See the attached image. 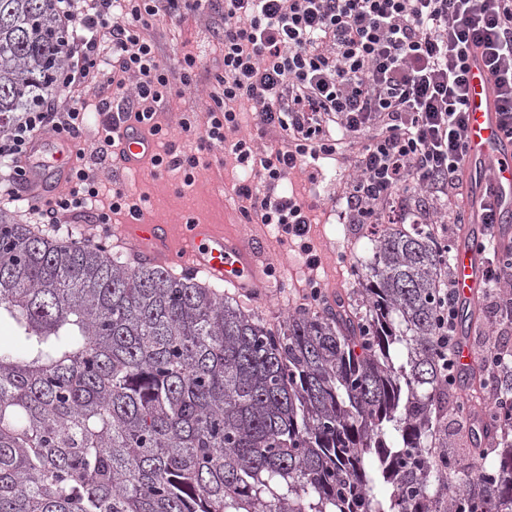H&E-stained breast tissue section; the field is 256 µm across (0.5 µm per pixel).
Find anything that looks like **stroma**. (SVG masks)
Masks as SVG:
<instances>
[{"mask_svg":"<svg viewBox=\"0 0 512 512\" xmlns=\"http://www.w3.org/2000/svg\"><path fill=\"white\" fill-rule=\"evenodd\" d=\"M223 11L224 0H212L207 12L189 11L181 20L164 21L156 28L159 52L168 61H176L186 53L197 55L201 61L196 86L162 106L158 117L161 124L169 127L173 141L182 150L192 147L178 126L182 113L205 112L213 76L224 70V42L214 24ZM97 105L96 98H88V121L77 145L84 148V162L101 182V209H108L113 191L121 188L146 196L145 221L164 219L179 224L184 219V209L188 208L200 223L218 225L228 235H246L260 241L273 271L274 285L259 291L227 288L223 294L254 312L268 327H276L292 311L332 308L337 302L356 300L360 262L370 255L377 234L370 225L351 223L346 215L345 192L354 175L352 147H343L341 154L320 160L316 170L305 167L292 175L294 190L311 207L309 236L322 259L319 269L322 298L316 302L310 296L308 270L302 258L281 245L270 227L245 223L233 192L237 171L232 163L224 162L222 152H213L209 167L201 170L189 185L179 170L157 175L113 171L109 163L99 162L95 155L99 140ZM312 172L317 175L313 184L308 181Z\"/></svg>","mask_w":512,"mask_h":512,"instance_id":"35a3bbf8","label":"stroma"}]
</instances>
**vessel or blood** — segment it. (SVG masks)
I'll use <instances>...</instances> for the list:
<instances>
[{"mask_svg": "<svg viewBox=\"0 0 512 512\" xmlns=\"http://www.w3.org/2000/svg\"><path fill=\"white\" fill-rule=\"evenodd\" d=\"M492 82L480 58L470 60L466 158L463 175L480 186L490 187L491 200L499 223L512 222V142L505 139L494 110ZM51 136L36 140V153L29 163V196H43L66 181L68 165L62 154L52 161L44 156ZM159 143L145 126L128 122L119 128L118 146L112 168L141 171L157 155ZM110 235L128 249L136 261L159 264L232 288H260L267 263L256 243L224 235L216 225L185 220L181 234L172 224L144 222L135 218L111 226ZM454 282L458 299L464 305L477 304L483 283V264L476 249L466 246L454 256Z\"/></svg>", "mask_w": 512, "mask_h": 512, "instance_id": "b4317fda", "label": "vessel or blood"}]
</instances>
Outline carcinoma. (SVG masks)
Masks as SVG:
<instances>
[{
  "label": "carcinoma",
  "mask_w": 512,
  "mask_h": 512,
  "mask_svg": "<svg viewBox=\"0 0 512 512\" xmlns=\"http://www.w3.org/2000/svg\"><path fill=\"white\" fill-rule=\"evenodd\" d=\"M54 0H0V135L58 90ZM381 231L360 301L271 329L192 277L0 212V512H512V343L437 355L443 247ZM475 311L456 306V334ZM481 413L488 448L448 440ZM481 415H448V438L456 442L457 448H471L468 437L471 434L481 436V426L479 420Z\"/></svg>",
  "instance_id": "cac0c4a2"
}]
</instances>
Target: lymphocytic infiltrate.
Returning a JSON list of instances; mask_svg holds the SVG:
<instances>
[{
	"label": "lymphocytic infiltrate",
	"instance_id": "1",
	"mask_svg": "<svg viewBox=\"0 0 512 512\" xmlns=\"http://www.w3.org/2000/svg\"><path fill=\"white\" fill-rule=\"evenodd\" d=\"M209 0H57L75 33L61 88L65 111L45 104L26 113L0 137V195L15 198L27 183L25 163L38 134L63 143L78 139L87 120L85 96H98L99 153H107L118 122L149 124L159 103L195 85L200 61L186 53L169 66L149 30L201 10ZM224 70L216 74L205 119L184 115L179 126L197 139L193 153L167 150L157 168L183 170L193 180L213 147L227 149L245 173L235 186L244 219L278 227L297 246L310 270L320 257L307 241L309 217L302 202L281 192L282 183L306 160L337 155L353 135L369 138L359 150L357 175L346 203L357 224L376 223L380 209L399 193L425 195L431 221L444 223L458 205L465 156L468 60L480 54L495 90L501 131L512 141V0H224ZM132 106L113 110L116 97ZM252 104L260 132H278L284 148L263 152L241 135L237 107ZM67 193L35 204L42 223L94 213L99 195L85 166L70 168ZM99 224L107 213H94ZM478 244L487 265L484 285L495 306L512 311V252L499 250L493 205L479 211ZM458 301L454 284L443 290L438 354L449 374L458 370L459 343L451 326Z\"/></svg>",
	"mask_w": 512,
	"mask_h": 512
}]
</instances>
